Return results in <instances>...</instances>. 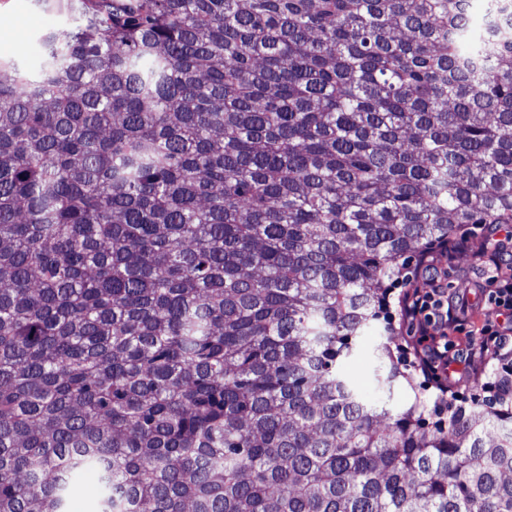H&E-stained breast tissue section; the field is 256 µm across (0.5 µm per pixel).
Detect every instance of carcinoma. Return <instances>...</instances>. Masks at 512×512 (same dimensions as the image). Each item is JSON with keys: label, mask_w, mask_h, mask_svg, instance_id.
Returning a JSON list of instances; mask_svg holds the SVG:
<instances>
[{"label": "carcinoma", "mask_w": 512, "mask_h": 512, "mask_svg": "<svg viewBox=\"0 0 512 512\" xmlns=\"http://www.w3.org/2000/svg\"><path fill=\"white\" fill-rule=\"evenodd\" d=\"M46 2L0 61V512L87 471L97 512H512L511 356L433 421L337 372L512 224V0ZM0 17L9 19L4 29L0 23V60L30 69L38 68L45 32L78 24L74 14L47 8L37 0H0Z\"/></svg>", "instance_id": "carcinoma-1"}]
</instances>
